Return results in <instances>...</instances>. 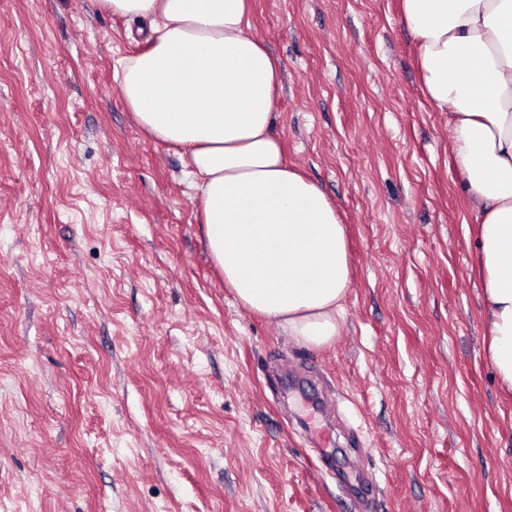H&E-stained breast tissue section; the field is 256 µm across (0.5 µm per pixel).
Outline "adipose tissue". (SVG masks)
Listing matches in <instances>:
<instances>
[{
    "mask_svg": "<svg viewBox=\"0 0 512 512\" xmlns=\"http://www.w3.org/2000/svg\"><path fill=\"white\" fill-rule=\"evenodd\" d=\"M149 20L118 75L152 138L184 149L224 285L299 343L339 333L351 288L346 229L324 191L289 165L276 132L277 60L253 35L252 0H99ZM426 99L478 211L488 359L512 392V0H400Z\"/></svg>",
    "mask_w": 512,
    "mask_h": 512,
    "instance_id": "1",
    "label": "adipose tissue"
}]
</instances>
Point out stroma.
I'll list each match as a JSON object with an SVG mask.
<instances>
[{"label": "stroma", "instance_id": "35a3bbf8", "mask_svg": "<svg viewBox=\"0 0 512 512\" xmlns=\"http://www.w3.org/2000/svg\"><path fill=\"white\" fill-rule=\"evenodd\" d=\"M288 161L335 203L334 342L239 305L188 155L114 73L149 23L0 0V512H512L476 209L399 0H253Z\"/></svg>", "mask_w": 512, "mask_h": 512}]
</instances>
